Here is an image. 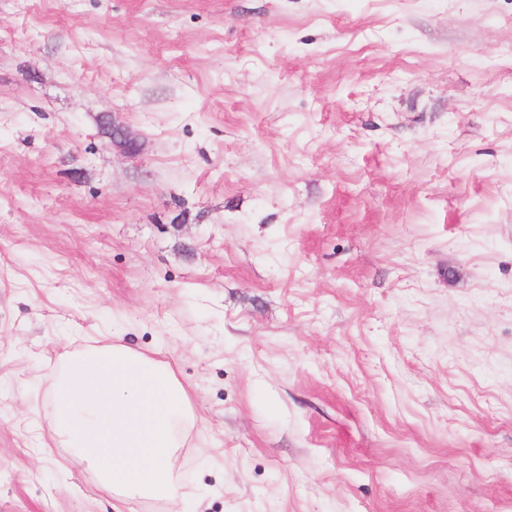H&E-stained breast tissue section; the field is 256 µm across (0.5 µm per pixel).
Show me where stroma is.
<instances>
[{"label": "stroma", "mask_w": 512, "mask_h": 512, "mask_svg": "<svg viewBox=\"0 0 512 512\" xmlns=\"http://www.w3.org/2000/svg\"><path fill=\"white\" fill-rule=\"evenodd\" d=\"M114 343L197 512H512V0H0V512ZM107 124L108 128L112 127L108 137L112 147H120L128 153L137 152L139 146L138 143L123 125L119 123L116 124L112 121L111 117L107 118Z\"/></svg>", "instance_id": "35a3bbf8"}]
</instances>
